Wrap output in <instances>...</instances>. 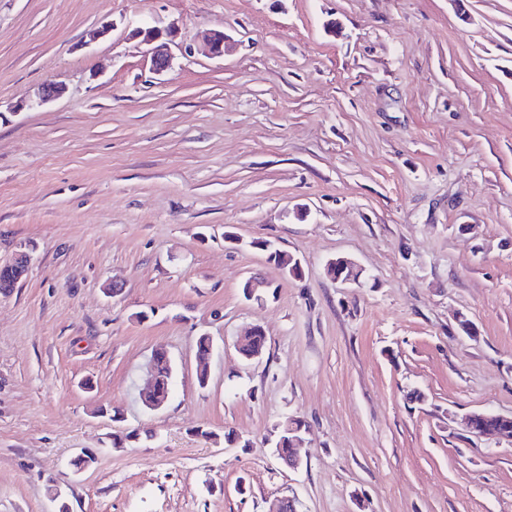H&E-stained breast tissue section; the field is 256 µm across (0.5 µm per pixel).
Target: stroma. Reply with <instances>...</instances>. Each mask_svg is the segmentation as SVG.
Listing matches in <instances>:
<instances>
[{"mask_svg": "<svg viewBox=\"0 0 512 512\" xmlns=\"http://www.w3.org/2000/svg\"><path fill=\"white\" fill-rule=\"evenodd\" d=\"M142 24L177 28L165 75ZM23 245L0 512H53L51 474L72 512H512V446L463 425L512 415V0H0V265ZM342 256L361 284L327 274ZM157 352H163L165 354L166 361L169 359V355L166 351L159 350L153 354L151 362H150L151 385L147 391L140 393L141 398L144 400L143 403L145 405L150 406L153 410L160 409L162 406H164V404L167 402V400L169 398L168 392L163 391L157 385L156 372H155L154 365H153V357ZM165 360L157 359L156 371H157L159 378H161V380L164 383H167L169 376H168V367H167V363ZM301 426L307 428L305 422L300 418H287L285 421L281 423L280 427L277 429V434L275 435V438L272 441L273 446H278V448H280L281 455L287 456L282 458L281 456H279L278 451L275 449V454L277 458L281 461L283 465L290 469H297L301 465V458L297 452V447L302 443L303 439L301 436L293 437L295 436V434L291 433V431H298L301 428ZM291 437H293L292 440L294 452L290 456H288V439Z\"/></svg>", "mask_w": 512, "mask_h": 512, "instance_id": "stroma-1", "label": "stroma"}]
</instances>
